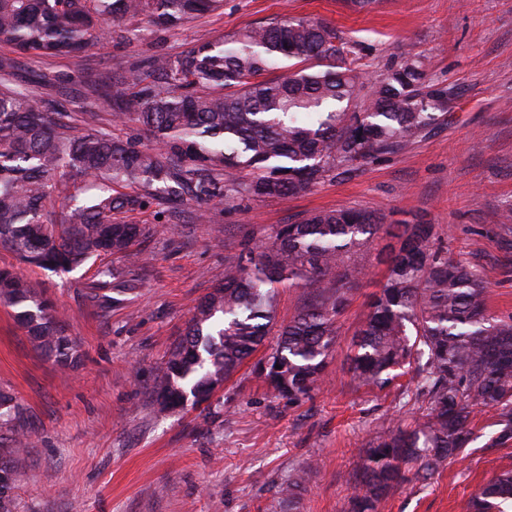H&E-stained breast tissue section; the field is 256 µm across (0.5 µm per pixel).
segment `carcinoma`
<instances>
[{
	"label": "carcinoma",
	"instance_id": "carcinoma-1",
	"mask_svg": "<svg viewBox=\"0 0 512 512\" xmlns=\"http://www.w3.org/2000/svg\"><path fill=\"white\" fill-rule=\"evenodd\" d=\"M223 0H0V41L35 59L91 57L101 40L145 23L176 30L222 9ZM356 45L335 27L307 19L273 21L228 38L156 55L80 90L79 109L47 99L57 78L37 73L17 84L19 62L0 60V245L42 269L70 272L103 254H126L153 229L118 215L157 201L213 207L237 198L292 196L336 170L404 150L445 118L448 88L427 80L408 49L354 109L365 85ZM284 68L278 80L265 72ZM135 123L150 144L123 141L97 125ZM381 230L376 215L351 208L316 211L293 224L248 235L224 282L195 307L185 336L160 368L154 393L165 406L200 404L277 333L255 372L275 394L302 402L324 382L337 319L364 271L361 258ZM431 224H401L379 261L385 281L352 342L355 387L384 389L414 368L410 422L370 441L349 512H378L401 482L428 484L464 451L469 425L498 411V442L512 439V320H495L481 272L432 245ZM129 272L99 271L92 288L129 291ZM301 288L307 302L277 324L278 298ZM0 301L47 355L75 362L73 339L39 293L0 270ZM280 368H275V365ZM24 415L0 389V474L13 479ZM307 472L288 477L296 499ZM470 512H512V470L480 486Z\"/></svg>",
	"mask_w": 512,
	"mask_h": 512
}]
</instances>
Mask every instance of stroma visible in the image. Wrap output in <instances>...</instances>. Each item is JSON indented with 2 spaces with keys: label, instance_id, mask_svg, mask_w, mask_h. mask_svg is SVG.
Instances as JSON below:
<instances>
[{
  "label": "stroma",
  "instance_id": "35a3bbf8",
  "mask_svg": "<svg viewBox=\"0 0 512 512\" xmlns=\"http://www.w3.org/2000/svg\"><path fill=\"white\" fill-rule=\"evenodd\" d=\"M285 17L324 21L355 41L372 82L414 46L431 81L448 87L446 117L405 150L293 196L207 210L186 202L176 223L164 204L128 212L127 223L155 229L134 245L133 262L105 254L56 273L0 246V269L41 294L80 354L61 367L0 303V387L23 406L29 436L13 462L14 512H270L293 471L311 463L293 512H347L362 448L407 418L414 388L408 374L382 390L351 382L352 338L383 278L375 255L383 239L338 318L326 382L310 399L275 396L248 362L202 404L166 409L154 396L159 367L246 231L336 207L375 213L384 224H431L436 246L483 272L490 314L512 318V233L499 227L512 208V0H377L363 12L345 0H224L222 10L175 31L141 27L125 40L105 38L85 60L19 57L4 43L0 58L19 57L23 77L41 69L94 79ZM112 265L130 267L135 288L117 303L90 300L99 270ZM497 420L496 410L479 411L462 460L430 485L394 488L378 512H467L482 484L512 469V441L487 445Z\"/></svg>",
  "mask_w": 512,
  "mask_h": 512
}]
</instances>
